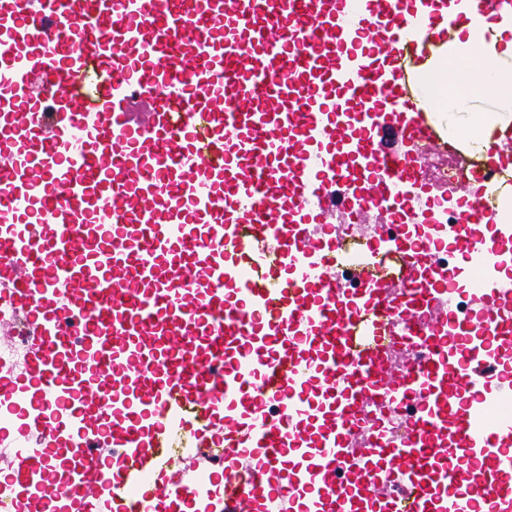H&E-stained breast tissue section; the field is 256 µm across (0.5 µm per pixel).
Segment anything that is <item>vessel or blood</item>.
<instances>
[{
  "label": "vessel or blood",
  "mask_w": 512,
  "mask_h": 512,
  "mask_svg": "<svg viewBox=\"0 0 512 512\" xmlns=\"http://www.w3.org/2000/svg\"><path fill=\"white\" fill-rule=\"evenodd\" d=\"M512 0H0L11 512H512V175L414 224L412 63ZM388 131L396 149L381 150ZM380 221L348 257L329 207ZM447 248V259L435 251Z\"/></svg>",
  "instance_id": "vessel-or-blood-1"
}]
</instances>
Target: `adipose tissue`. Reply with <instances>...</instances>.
Wrapping results in <instances>:
<instances>
[{
    "label": "adipose tissue",
    "mask_w": 512,
    "mask_h": 512,
    "mask_svg": "<svg viewBox=\"0 0 512 512\" xmlns=\"http://www.w3.org/2000/svg\"><path fill=\"white\" fill-rule=\"evenodd\" d=\"M486 72L483 81L462 83L470 62ZM417 89L449 145L485 162L493 159L503 133L512 126V21L474 18L451 39L431 46L416 68Z\"/></svg>",
    "instance_id": "1"
}]
</instances>
